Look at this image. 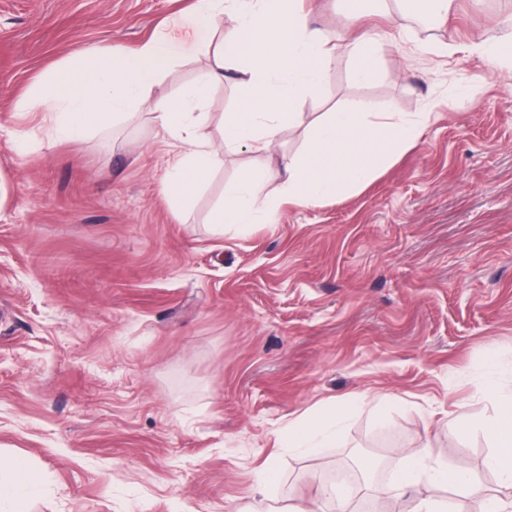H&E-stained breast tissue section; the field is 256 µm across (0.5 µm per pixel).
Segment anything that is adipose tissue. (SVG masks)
Here are the masks:
<instances>
[{"label": "adipose tissue", "instance_id": "obj_1", "mask_svg": "<svg viewBox=\"0 0 512 512\" xmlns=\"http://www.w3.org/2000/svg\"><path fill=\"white\" fill-rule=\"evenodd\" d=\"M195 20L219 38L200 45L211 68L182 93L157 91L176 64L170 32L162 27L132 50L97 45L49 69L17 102V111L43 113L49 135L77 144L130 112L145 110L174 147L166 189L176 203L187 204L193 189L223 166L225 154L246 147L272 152L284 127L300 119L306 99L319 97L330 63L329 38L314 27L303 0H197ZM228 64L238 74L241 98L237 111L225 113L224 135L216 143L205 132L210 115L201 106ZM425 123V116L382 112L368 101L328 113L309 128L305 153L279 170L276 194L265 191L269 171H255L225 188L210 221L241 229L281 203L304 206L360 189L416 144ZM343 415V407L333 404L312 409L289 426V446L314 451L317 440L335 438ZM476 431L491 444L489 466L512 487V398L497 401L484 419L455 428L463 438ZM425 456V449L410 451L392 482L376 487V494H406L424 477L438 491L482 497L483 512H512L471 476L449 463H425Z\"/></svg>", "mask_w": 512, "mask_h": 512}]
</instances>
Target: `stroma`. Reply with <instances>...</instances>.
I'll return each mask as SVG.
<instances>
[{
  "mask_svg": "<svg viewBox=\"0 0 512 512\" xmlns=\"http://www.w3.org/2000/svg\"><path fill=\"white\" fill-rule=\"evenodd\" d=\"M192 2L0 0V458H28L31 512H340L320 494L336 471L364 461L384 484L411 448L499 490L484 434L454 428L491 414L488 386L512 394V69L463 47L512 41V7L372 15L375 72L358 83L339 0H307L335 37L307 120L362 99L428 118L363 190L236 232L209 221L225 187L299 155L305 126L271 154L226 155L177 207L146 114L70 145L14 109L48 67L173 16L159 90L187 89L208 66ZM353 400L338 442L280 444L305 411Z\"/></svg>",
  "mask_w": 512,
  "mask_h": 512,
  "instance_id": "1",
  "label": "stroma"
}]
</instances>
